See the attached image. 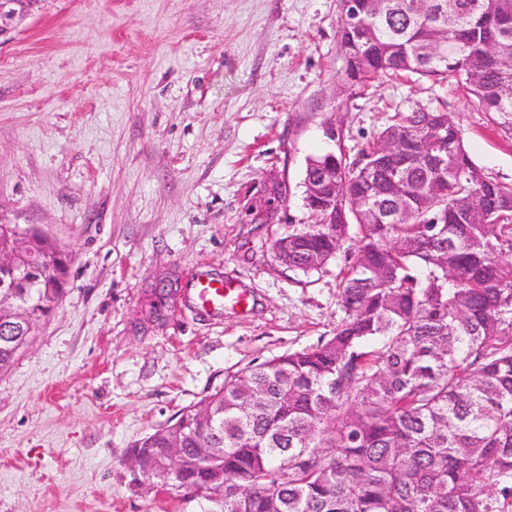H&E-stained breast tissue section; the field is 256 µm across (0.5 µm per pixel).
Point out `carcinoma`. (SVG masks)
<instances>
[{
	"instance_id": "obj_1",
	"label": "carcinoma",
	"mask_w": 512,
	"mask_h": 512,
	"mask_svg": "<svg viewBox=\"0 0 512 512\" xmlns=\"http://www.w3.org/2000/svg\"><path fill=\"white\" fill-rule=\"evenodd\" d=\"M512 0H384L356 26L338 25L344 78L353 85L409 73L454 82L498 130L512 136ZM448 31L437 53L424 45ZM364 56L369 67L356 69ZM437 109L396 111L351 155L307 159L303 183L359 202L373 223H319L279 239L288 266L319 272L344 263L343 317L334 335L260 363L203 398L213 419L187 429L180 487L212 485L201 512H512V184L473 162L461 127L435 131ZM424 140L444 161L405 153L394 137ZM480 207L485 223L468 212ZM56 276L19 289L35 318L59 303L69 257L40 236ZM21 349L0 335V368ZM176 422L139 443L149 477ZM496 493H487V488Z\"/></svg>"
}]
</instances>
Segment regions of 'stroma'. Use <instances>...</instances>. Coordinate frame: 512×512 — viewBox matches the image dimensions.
Segmentation results:
<instances>
[{"instance_id":"obj_1","label":"stroma","mask_w":512,"mask_h":512,"mask_svg":"<svg viewBox=\"0 0 512 512\" xmlns=\"http://www.w3.org/2000/svg\"><path fill=\"white\" fill-rule=\"evenodd\" d=\"M340 0H40L0 43V222L70 255L59 305L0 370V512H199L135 486L133 445L244 373L333 335L339 264L275 242L316 218L308 157L373 141L394 109L443 105L484 174L512 138L460 88L342 79ZM268 221L256 223V214ZM249 309L201 321L187 272ZM179 291L147 318L159 282Z\"/></svg>"}]
</instances>
